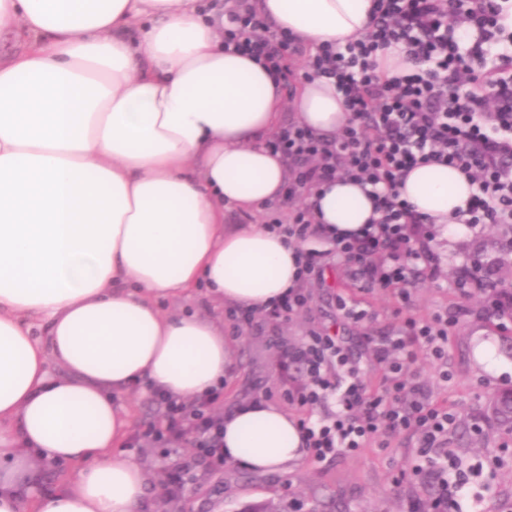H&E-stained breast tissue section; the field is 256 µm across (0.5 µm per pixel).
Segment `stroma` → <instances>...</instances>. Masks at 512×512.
I'll return each mask as SVG.
<instances>
[{"instance_id":"35a3bbf8","label":"stroma","mask_w":512,"mask_h":512,"mask_svg":"<svg viewBox=\"0 0 512 512\" xmlns=\"http://www.w3.org/2000/svg\"><path fill=\"white\" fill-rule=\"evenodd\" d=\"M512 224H488L464 232L455 248L435 241L445 275L443 282H417L410 288L411 312L428 318L437 312L455 315L449 331L448 376L440 378L438 368L425 352H418L412 369L427 385L432 400L456 414V427L449 437V449L463 467L479 466L469 477V494L461 501L463 512H505L512 506V428L497 424L491 400L497 390L512 387V328H503L483 294L460 301L446 278L459 261L475 256L498 259L500 283L512 285ZM352 293L359 307L369 310L371 321L347 325L355 351H362L366 338L397 333L394 315L399 302L394 290L377 289L369 294L352 292L344 266H334L325 281L312 283L307 312L282 323L255 314L251 324L234 325L227 319V308L215 304L204 290L187 299H164L166 314L192 313L223 320L224 333L234 346V365L224 383L223 408L230 411L252 400L265 389L275 388L278 347L271 339L283 336L298 339L311 327L332 326L339 320L337 295ZM495 348L499 363L481 361L478 343ZM125 434L133 436L164 419L161 406L150 393L131 391L125 398ZM418 445V436L404 432L390 438L387 447L372 444L352 455L322 463L303 459L294 472L260 474L243 466L225 465L215 475L197 458V451L181 444L162 451L157 448L128 450L127 455L154 475L144 505L145 512H242L244 506L265 500L280 502L286 512H408L414 502L429 503L432 493L426 481L398 480ZM189 466L192 483L183 488L167 485L168 471Z\"/></svg>"}]
</instances>
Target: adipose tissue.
I'll return each mask as SVG.
<instances>
[{
    "mask_svg": "<svg viewBox=\"0 0 512 512\" xmlns=\"http://www.w3.org/2000/svg\"><path fill=\"white\" fill-rule=\"evenodd\" d=\"M373 4L250 0L311 46L366 34ZM11 25L25 47L0 55V512H139L152 476L120 451L122 399L138 385L194 399L233 360L223 324L159 300L203 287L255 309L297 287L301 245L225 229L224 213L279 198L288 169L267 141L285 108L328 137L348 114L324 78L285 99L197 0H0ZM399 191L463 231L461 170L417 167ZM313 202L343 231L376 217L369 188L344 177ZM303 455L277 405L225 413L228 464L285 473ZM61 461L74 476L38 495L41 466Z\"/></svg>",
    "mask_w": 512,
    "mask_h": 512,
    "instance_id": "ef3b65f1",
    "label": "adipose tissue"
}]
</instances>
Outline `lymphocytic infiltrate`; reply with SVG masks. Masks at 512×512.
I'll list each match as a JSON object with an SVG mask.
<instances>
[{"mask_svg":"<svg viewBox=\"0 0 512 512\" xmlns=\"http://www.w3.org/2000/svg\"><path fill=\"white\" fill-rule=\"evenodd\" d=\"M512 0H376L369 31L345 47L330 43L302 51L296 38L274 29L245 0H235L224 16V44L264 66L283 89H290L295 65L303 78L335 83L350 114L336 138L323 139L295 123L274 133L269 148L288 165L283 200L292 207L288 223L271 221L270 231L302 242L317 237L324 251H308L299 267L298 288L263 307L266 317L286 320L306 310L305 284L322 280L342 263L352 286L363 291L395 288L408 302L407 284L437 282L440 258L431 221L401 199L397 187L417 165L443 164L469 176L474 191L465 213L470 226L512 223V49H501L502 23ZM400 48L408 73L389 78L375 71L377 51ZM346 177L372 188L376 220L343 235L312 220L307 199L323 185ZM462 298L494 292L500 315L512 316V296L500 291L491 265H457L451 280ZM447 315L405 318L402 329L369 342L361 361L329 327L311 328L294 343H281L280 397L310 411L336 395L337 409L319 422L300 420L304 446L319 462L357 452L402 431L420 438L411 473L435 485L427 512H459L466 480L447 451L456 416L436 405L411 371L417 350L435 360L448 350ZM383 371L380 391L361 379L363 366ZM223 386L208 395L179 401L162 392V426L133 436V448H167L183 441L196 448L213 472L224 469V416L218 410Z\"/></svg>","mask_w":512,"mask_h":512,"instance_id":"obj_1","label":"lymphocytic infiltrate"}]
</instances>
